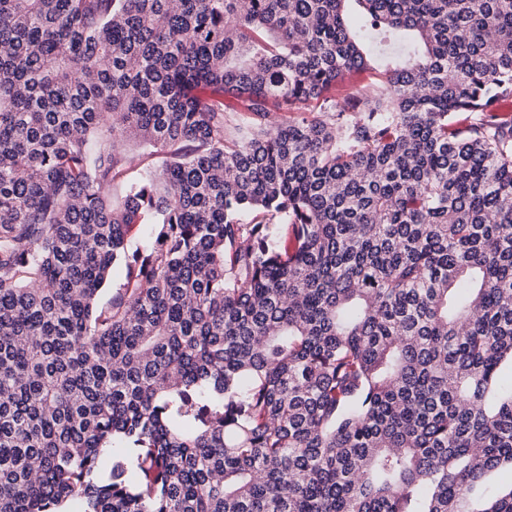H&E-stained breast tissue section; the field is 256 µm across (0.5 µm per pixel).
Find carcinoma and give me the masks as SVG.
<instances>
[{"label":"carcinoma","instance_id":"obj_1","mask_svg":"<svg viewBox=\"0 0 512 512\" xmlns=\"http://www.w3.org/2000/svg\"><path fill=\"white\" fill-rule=\"evenodd\" d=\"M507 99L512 0H0V512H512Z\"/></svg>","mask_w":512,"mask_h":512}]
</instances>
